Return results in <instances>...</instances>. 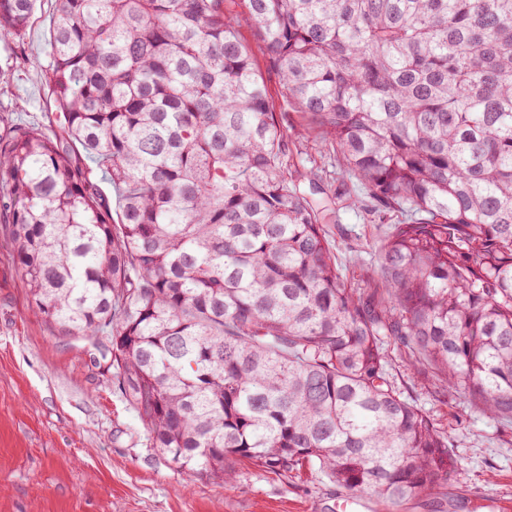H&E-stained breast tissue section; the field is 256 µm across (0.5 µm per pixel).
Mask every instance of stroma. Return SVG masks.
<instances>
[{"label": "stroma", "mask_w": 512, "mask_h": 512, "mask_svg": "<svg viewBox=\"0 0 512 512\" xmlns=\"http://www.w3.org/2000/svg\"><path fill=\"white\" fill-rule=\"evenodd\" d=\"M53 14L42 0L34 23L16 39L0 38V129L44 125L43 69L50 61ZM286 133L288 161L321 172L328 193L352 179L335 154L323 152L312 123L282 93L256 27L239 23ZM342 269L373 264L387 227L362 204L340 202L330 224ZM388 374L445 431L452 444L450 485L400 512H488L494 498L512 500V431L448 394L427 371H410L387 340ZM101 348L58 335L31 307L0 222V512H337L342 486L303 465L275 474L239 462L231 480L185 474L152 448L136 411L109 373Z\"/></svg>", "instance_id": "1"}]
</instances>
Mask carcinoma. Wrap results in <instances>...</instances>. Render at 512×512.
Returning a JSON list of instances; mask_svg holds the SVG:
<instances>
[{
  "label": "carcinoma",
  "instance_id": "cac0c4a2",
  "mask_svg": "<svg viewBox=\"0 0 512 512\" xmlns=\"http://www.w3.org/2000/svg\"><path fill=\"white\" fill-rule=\"evenodd\" d=\"M54 2L49 130L0 136V220L35 312L109 341L169 463H316L396 509L443 489L389 336L512 430V0H242L323 150L403 219L358 275L224 0ZM35 5L0 0V37Z\"/></svg>",
  "mask_w": 512,
  "mask_h": 512
}]
</instances>
